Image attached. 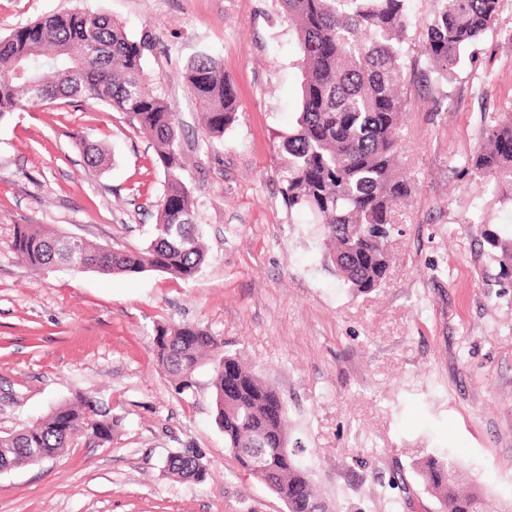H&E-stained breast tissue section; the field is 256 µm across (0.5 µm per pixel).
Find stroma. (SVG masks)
Listing matches in <instances>:
<instances>
[{
    "label": "stroma",
    "mask_w": 512,
    "mask_h": 512,
    "mask_svg": "<svg viewBox=\"0 0 512 512\" xmlns=\"http://www.w3.org/2000/svg\"><path fill=\"white\" fill-rule=\"evenodd\" d=\"M73 9L152 39L144 72L179 118L207 256L190 281L31 271L11 250L19 224L147 246L164 177L109 106L64 99L0 119V431L79 393L121 420L110 444L79 439L0 473V512H288L225 449L209 368L180 394L158 366L156 325L181 323L219 336L287 402L289 446L329 504L389 512L377 476L429 453L457 458L492 512L512 505V282L471 222L479 206L491 227L512 225V205L464 169L491 117L512 113V0L443 106L409 87L401 146L414 192L395 215L390 274L369 293L342 285L321 227L281 194L278 145L300 109V72L277 0H0V37ZM201 52L222 61L241 102L219 138L206 137L184 80ZM78 134L105 150L104 166L87 165ZM175 453L200 455L205 480L167 474Z\"/></svg>",
    "instance_id": "1"
}]
</instances>
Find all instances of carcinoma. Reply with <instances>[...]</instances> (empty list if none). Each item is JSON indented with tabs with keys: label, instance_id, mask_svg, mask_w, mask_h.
Here are the masks:
<instances>
[{
	"label": "carcinoma",
	"instance_id": "carcinoma-1",
	"mask_svg": "<svg viewBox=\"0 0 512 512\" xmlns=\"http://www.w3.org/2000/svg\"><path fill=\"white\" fill-rule=\"evenodd\" d=\"M297 32L301 105L295 125L281 136L288 155L281 173L290 207L324 226L323 245L338 278L357 293L379 287L390 267L387 239L395 207L411 195L399 175L400 120L408 106L404 87L415 71L434 103L448 97L445 85L463 53L494 24L500 0H430L424 21L416 0H278ZM148 44L130 37L103 13L75 10L44 15L0 38V118L62 99L82 97L127 116L154 150L164 175L156 224L149 244L138 251L68 237L41 224L15 226L11 249L36 271L56 267L135 276L158 271L190 280L205 260L204 231L194 222V202L180 171L179 121L150 87L143 69ZM186 87L204 105L205 134L220 135L240 109L223 66L202 54L186 68ZM90 167L105 160L97 144L78 140ZM471 175L487 180L512 203V116H499L483 129V145L465 160ZM500 255L499 275L512 280V225L484 231ZM153 342L158 365L182 394L193 387L203 364L212 367L214 419L224 447L241 468L277 495L288 512H332L319 495L313 474L288 449V408L254 370L224 350V341L193 324H159ZM120 419L104 414L98 401L79 395L18 431H0V468L28 457L30 449L53 458L74 439L103 446ZM168 473L196 481L205 469L195 455L167 458ZM411 468L437 512H483L486 492L461 484L459 465L432 455ZM396 491L393 512L410 503L406 487Z\"/></svg>",
	"mask_w": 512,
	"mask_h": 512
}]
</instances>
